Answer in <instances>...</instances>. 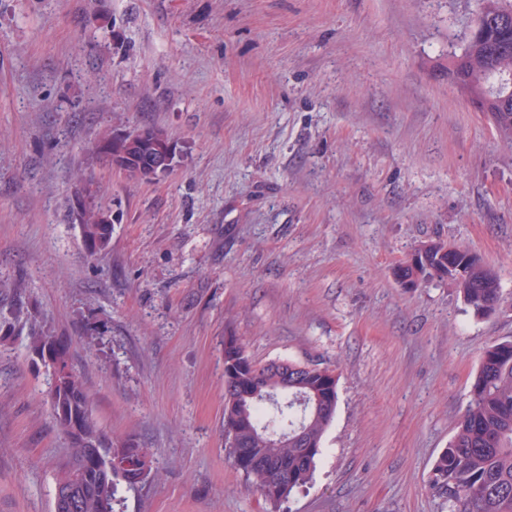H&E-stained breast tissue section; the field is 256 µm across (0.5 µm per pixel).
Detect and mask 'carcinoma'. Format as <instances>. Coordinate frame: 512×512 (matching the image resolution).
<instances>
[{
  "label": "carcinoma",
  "mask_w": 512,
  "mask_h": 512,
  "mask_svg": "<svg viewBox=\"0 0 512 512\" xmlns=\"http://www.w3.org/2000/svg\"><path fill=\"white\" fill-rule=\"evenodd\" d=\"M480 14L488 31L481 38L469 37L454 55L448 80L462 93L485 92L493 99L492 120L500 135L512 138V27L493 25L499 12L512 13V0H481ZM169 142L167 134L151 128L148 138L132 135H102L95 143L105 161L139 166ZM112 211L94 189L92 202L80 222L85 248L95 252L112 238ZM425 255L402 262L396 272L403 283L425 284L434 279L451 280L464 303L477 318L490 315L500 298V283L479 258L466 248L453 247V260L461 271L448 270V243L425 242ZM31 349L39 354L53 348L56 361L68 373L54 378L48 398L54 418L68 441V463L56 477L54 512H66L72 498L76 512H116L120 484L134 488L142 470H153L152 449L129 437L114 442L98 425L91 408L92 394L71 370L68 346L40 333L29 336ZM327 367L313 366L293 372L289 378L288 402L269 403L252 399L229 407L230 399L248 385L279 391L275 374L247 355L242 341L224 351V430L233 443L234 467L249 485L277 508L308 484L315 472L322 438L335 409L313 415L301 409L299 398L311 400L322 391ZM470 404L457 421L455 432L433 465V487L446 501L450 512H512V342L502 341L482 351L479 371L471 384ZM299 430L306 438L271 446L270 435ZM279 467L286 478L285 491L265 495L270 481L267 464Z\"/></svg>",
  "instance_id": "carcinoma-1"
}]
</instances>
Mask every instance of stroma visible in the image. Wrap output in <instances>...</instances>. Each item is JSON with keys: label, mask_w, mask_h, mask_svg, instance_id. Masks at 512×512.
Instances as JSON below:
<instances>
[{"label": "stroma", "mask_w": 512, "mask_h": 512, "mask_svg": "<svg viewBox=\"0 0 512 512\" xmlns=\"http://www.w3.org/2000/svg\"><path fill=\"white\" fill-rule=\"evenodd\" d=\"M478 0H0V512H51L67 441L64 341L112 438L157 473L118 512H449L432 468L484 347L512 340V141L448 80ZM162 129L173 168L103 164L105 133ZM115 218L91 254L75 173ZM440 238L499 279L404 288ZM334 370L310 483L279 510L224 440V338ZM97 344L86 349L83 338ZM428 249L420 251L418 260L402 262L396 272L401 285L405 282H417L419 287L434 279L451 280L459 288L464 303L478 318L489 316L496 308L500 298V283L496 275L487 269L479 258L466 248L452 246L453 260L462 271L453 274L448 270V253L452 252L447 242L431 240L423 243ZM449 246V247H448ZM416 287V288H417Z\"/></svg>", "instance_id": "stroma-1"}]
</instances>
